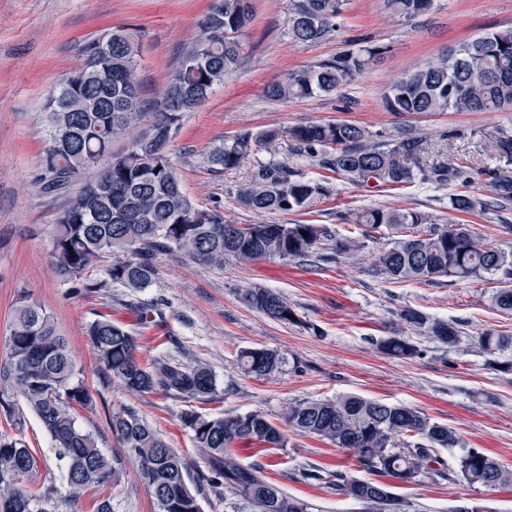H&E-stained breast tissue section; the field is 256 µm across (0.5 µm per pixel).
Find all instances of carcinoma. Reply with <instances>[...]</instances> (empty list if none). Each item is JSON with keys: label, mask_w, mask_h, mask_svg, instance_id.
<instances>
[{"label": "carcinoma", "mask_w": 512, "mask_h": 512, "mask_svg": "<svg viewBox=\"0 0 512 512\" xmlns=\"http://www.w3.org/2000/svg\"><path fill=\"white\" fill-rule=\"evenodd\" d=\"M433 2L387 0V6L392 14L412 20L426 14ZM289 3L292 43L310 46L341 34L349 0ZM254 16L253 0H211L196 43L183 54L164 94L148 112L141 110L138 51L131 38L115 29L82 45V64L63 77L47 99V146L39 177L44 193L67 198L52 242L59 277L86 291L116 285L136 295L152 285L154 252L159 249L177 250L195 261L222 267L228 257L243 263L305 258L329 236L318 224H228L219 207L196 206L180 183L170 151L173 135L186 114L205 105L215 87L236 68ZM384 53L383 45L345 50L332 59L289 71L269 83L265 93L270 99L288 100L338 90ZM383 105L396 114L512 110V27L452 46L437 63L418 68L392 85ZM136 126L140 130L127 150L114 152L113 143ZM282 136L290 154L315 159L327 174L306 178L285 161L257 163L247 186L238 190L240 204L254 212H302L332 195L335 176L354 184L381 178L393 186L416 180L439 186L477 180L484 183L490 199L453 194L448 197L449 210L493 211L503 222L501 212L512 208V130L502 128L480 132L496 159L495 166L484 169L445 157L423 165V138L404 133L387 144H376L364 128L348 123H305L256 134L244 131L210 147L203 160L213 172L232 171L256 147ZM355 224L361 227V237L336 239V253L355 255L365 238L376 240L385 233L398 237L375 256L376 271L393 283L429 284L440 278L481 279L498 273L512 279V255L482 243L466 224L450 221L436 227L425 213L395 208L364 210ZM104 255L111 258L106 280H85L90 263ZM492 301L500 311L512 312V286L497 289ZM242 302L273 320L299 322L295 310L275 290L250 288ZM134 309L140 326L164 322V312L156 305L140 304ZM396 315L435 342L451 347L460 340L461 331L453 321L432 319L413 307H404ZM86 335L100 365L130 391L161 392L185 402L220 400L210 368L172 356L141 365L137 332L106 315L90 322ZM475 345L483 353L494 354L511 347L512 336L487 328L475 337ZM380 349L399 359L421 354L407 336H389L380 342ZM237 362L245 374L262 378L278 372L284 358L249 348L238 353ZM0 383L15 389L49 435L57 459L65 464L69 500L77 503L85 494L96 492L93 512H112L111 498L99 494L112 483V459L98 448L93 434L77 424L91 395L76 378L68 343L52 317L25 298L14 310L8 355L0 363ZM283 419L302 435L351 451L363 470L400 483L426 476L474 488L512 484V471L481 448H467L446 462L441 451L459 445L456 432L403 405L344 395L292 404ZM180 422L191 432L194 447L207 464L205 479L211 486L232 490L256 512H309V504L269 482L259 469L242 465L229 451L235 443L286 447L284 431L262 413L206 416L189 409L181 413ZM109 426L125 453L139 461L157 512H202L189 486L187 463L160 433L131 410L112 414ZM42 462L41 449L30 447L17 435L0 433V512H59L52 489L34 491L29 485ZM305 478L361 504L363 512H405L402 501L385 483L358 479L341 469L315 468Z\"/></svg>", "instance_id": "1"}]
</instances>
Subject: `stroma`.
I'll use <instances>...</instances> for the list:
<instances>
[{"instance_id": "35a3bbf8", "label": "stroma", "mask_w": 512, "mask_h": 512, "mask_svg": "<svg viewBox=\"0 0 512 512\" xmlns=\"http://www.w3.org/2000/svg\"><path fill=\"white\" fill-rule=\"evenodd\" d=\"M209 0H0V362L8 351L14 307L28 296L45 309L66 337L81 378L92 395L80 424L93 433L102 452L115 462L117 477L107 494L112 512H155L154 500L139 466L113 436V413L135 411L186 459L190 484L203 512H255L229 490L217 491L202 478L206 465L179 422L181 412L204 414L258 411L281 424L292 404L357 395L403 404L454 430L465 447L484 449L512 469V348L490 355L473 339L488 328L512 335V312L491 301L503 276L489 280L440 279L434 284L393 283L373 267V256L390 238L366 241L359 258L330 254V241L304 261L265 260L244 264L226 260L208 266L172 250L157 254L156 278L139 300L161 303L162 325L140 332L141 362L170 352L186 363L202 362L213 371L222 401L186 403L163 394H139L113 381L98 363L85 334L88 323L105 314L135 325L125 288L110 286L89 293L63 281L54 270L51 248L60 199L41 192L36 178L47 145L44 119L47 95L80 65L85 41L121 27L139 48L138 75L145 101L162 95L173 67L192 46L197 24ZM255 19L238 68L209 101L189 113L175 133L171 149L188 197L204 208L219 207L233 224H320L332 238L357 235L351 221L370 208H409L470 225L482 241L512 252V230L490 214H450L451 194L468 190L483 195L481 183L437 188L419 182L400 187L372 180L356 185L334 181V193L300 213H257L244 208L237 192L256 162H288L308 178L321 170L305 157L288 155L285 145L260 149L237 170L212 172L202 161L213 143L245 130L285 129L299 123H351L366 129L372 141L387 142L409 131L425 138L431 150L476 167L492 165L479 139L487 127L512 129V111L395 114L386 111L387 89L417 67L436 62L451 46L486 31L512 25V0H434L415 20L394 17L384 0H350L345 33L383 44L387 53L343 88L311 98L272 101L264 88L287 70L336 56L339 38L300 47L288 37V0H254ZM261 285L282 293L297 323H282L247 307L244 289ZM411 306L433 318L458 324L460 342L452 348L419 331L411 339L419 357L404 360L381 352L379 343L397 325L394 313ZM244 348L266 349L287 360L282 371L265 379L246 376L236 364ZM0 432L21 434L43 449L47 464L39 484L64 499L67 487L59 462L38 420L10 387L0 385ZM240 463L259 466L268 480L288 495L306 501L310 512H360L359 504L300 480L310 466L345 470L366 478L354 455L312 437L289 433L283 448L234 444ZM406 512H454L479 500L485 512H512V485L475 489L444 480L420 479L398 486Z\"/></svg>"}]
</instances>
